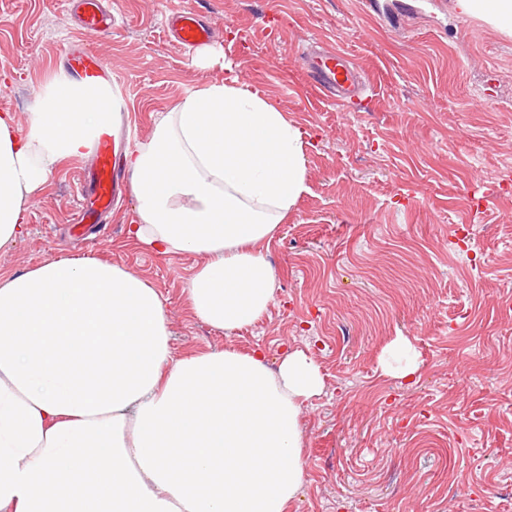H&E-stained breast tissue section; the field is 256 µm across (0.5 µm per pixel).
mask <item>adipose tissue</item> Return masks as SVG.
<instances>
[{"label":"adipose tissue","instance_id":"1","mask_svg":"<svg viewBox=\"0 0 512 512\" xmlns=\"http://www.w3.org/2000/svg\"><path fill=\"white\" fill-rule=\"evenodd\" d=\"M454 8L512 36V0ZM108 102L62 77L27 124L0 113V250L60 162L88 154ZM305 136L228 72L126 151L128 234L203 257L183 288L201 323L229 335L274 301L262 248L307 190ZM171 336L157 289L108 258L0 274V512H286L318 365L300 351L274 370L228 348L177 358Z\"/></svg>","mask_w":512,"mask_h":512}]
</instances>
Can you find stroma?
I'll use <instances>...</instances> for the list:
<instances>
[{
  "mask_svg": "<svg viewBox=\"0 0 512 512\" xmlns=\"http://www.w3.org/2000/svg\"><path fill=\"white\" fill-rule=\"evenodd\" d=\"M193 7L240 81L307 132L308 190L264 250L267 314L230 335L198 322L182 288L202 256L130 240L132 194L76 241L80 158L61 161L0 270L107 255L161 294L174 355L258 351L274 369L305 352L325 387L304 405L288 512H512V37L453 0H112L116 29L89 44L132 143L214 74L165 26ZM73 33L64 0H0V111L27 122ZM313 37L361 72L363 97L316 94L297 55ZM401 336L419 354L411 382L379 367Z\"/></svg>",
  "mask_w": 512,
  "mask_h": 512,
  "instance_id": "35a3bbf8",
  "label": "stroma"
}]
</instances>
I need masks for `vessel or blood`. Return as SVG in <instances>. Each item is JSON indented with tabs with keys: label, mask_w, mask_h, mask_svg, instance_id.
Segmentation results:
<instances>
[{
	"label": "vessel or blood",
	"mask_w": 512,
	"mask_h": 512,
	"mask_svg": "<svg viewBox=\"0 0 512 512\" xmlns=\"http://www.w3.org/2000/svg\"><path fill=\"white\" fill-rule=\"evenodd\" d=\"M75 16L79 29L88 36L109 34L116 24L105 0H75ZM167 27L176 44L183 49L210 41L213 30L204 15L193 8L180 9L167 17ZM299 59L315 90L333 102L361 90L351 62L343 53L326 50L300 52ZM65 74L83 85L111 89L112 74L99 55L88 44H70L63 57ZM121 154L115 147L111 125L99 128L90 149V164L83 170V203L78 214L80 229L100 223L118 198L123 180L120 170Z\"/></svg>",
	"instance_id": "vessel-or-blood-1"
}]
</instances>
